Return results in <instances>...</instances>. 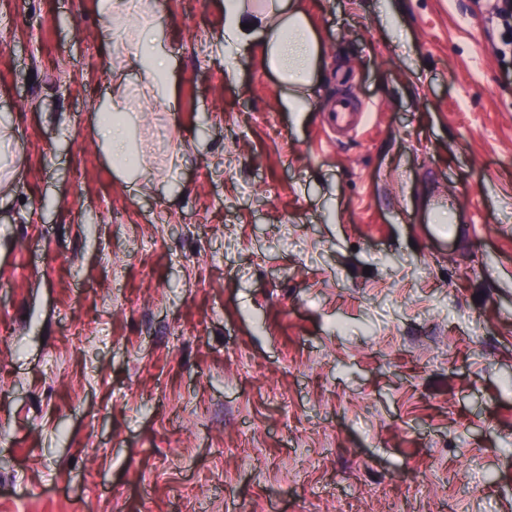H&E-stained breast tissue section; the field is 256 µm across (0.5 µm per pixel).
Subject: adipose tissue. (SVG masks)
I'll return each mask as SVG.
<instances>
[{"label":"adipose tissue","instance_id":"obj_1","mask_svg":"<svg viewBox=\"0 0 512 512\" xmlns=\"http://www.w3.org/2000/svg\"><path fill=\"white\" fill-rule=\"evenodd\" d=\"M224 40L236 51L254 44L264 48V64L286 88L283 103L292 112L308 111L318 61L317 34L298 0H224ZM139 76L161 86L169 59L154 32L130 44Z\"/></svg>","mask_w":512,"mask_h":512}]
</instances>
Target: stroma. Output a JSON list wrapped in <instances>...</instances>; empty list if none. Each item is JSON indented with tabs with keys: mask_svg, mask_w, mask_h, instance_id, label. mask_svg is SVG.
Returning <instances> with one entry per match:
<instances>
[{
	"mask_svg": "<svg viewBox=\"0 0 512 512\" xmlns=\"http://www.w3.org/2000/svg\"><path fill=\"white\" fill-rule=\"evenodd\" d=\"M156 2L167 105L99 0H0V512H512V85L472 0H301L304 113L224 0ZM122 97L120 92L118 94H112V122H107L102 119L99 121L102 123L101 126V140L105 146L107 152L113 157V163L120 175H127L128 171L132 167L129 164V157L132 155L131 148L129 146L128 138L122 125L117 121L121 110ZM443 210H448V197L445 196L436 202V205L433 209L432 214L438 218L436 223H431V238L435 241H448V238H451L454 235L455 229L453 224H447L444 220H440L439 218L442 216Z\"/></svg>",
	"mask_w": 512,
	"mask_h": 512,
	"instance_id": "1",
	"label": "stroma"
}]
</instances>
